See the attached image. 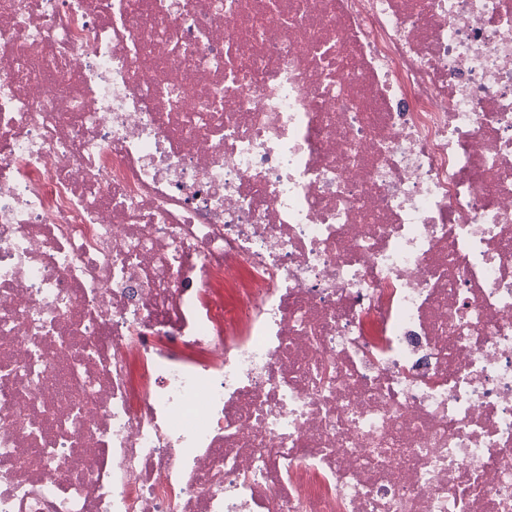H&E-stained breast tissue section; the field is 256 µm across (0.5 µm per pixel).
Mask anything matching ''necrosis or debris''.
I'll return each mask as SVG.
<instances>
[{"mask_svg":"<svg viewBox=\"0 0 512 512\" xmlns=\"http://www.w3.org/2000/svg\"><path fill=\"white\" fill-rule=\"evenodd\" d=\"M0 512H512V0H0Z\"/></svg>","mask_w":512,"mask_h":512,"instance_id":"necrosis-or-debris-1","label":"necrosis or debris"}]
</instances>
